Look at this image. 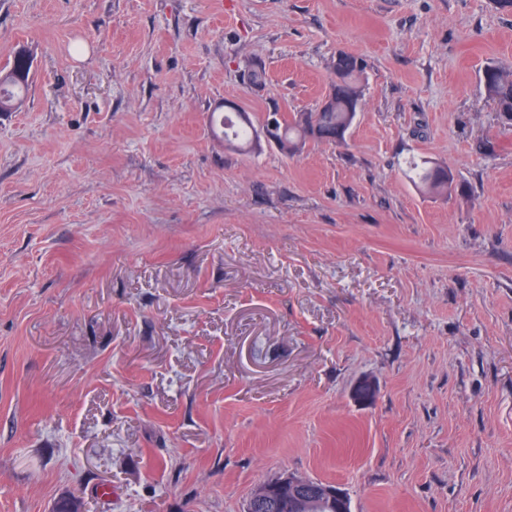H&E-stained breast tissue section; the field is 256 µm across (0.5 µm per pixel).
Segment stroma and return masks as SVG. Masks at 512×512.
I'll return each mask as SVG.
<instances>
[{
    "mask_svg": "<svg viewBox=\"0 0 512 512\" xmlns=\"http://www.w3.org/2000/svg\"><path fill=\"white\" fill-rule=\"evenodd\" d=\"M0 512H512V68L493 0H0ZM343 142L227 149L339 53ZM454 191L420 192L412 161ZM373 402L354 399L363 380ZM27 59L23 54L14 56L10 69L0 74V112H12L23 104L32 66ZM483 82L504 125L512 126V70L487 65L483 71ZM228 114L230 113H224V116H221L219 120L224 143L230 148L241 149L252 140L254 130L245 119L240 118L241 112L234 113L238 118L236 120ZM288 495V508L296 512H316L325 506L331 512H350V503L345 493L337 486L312 482L292 473L264 481L251 493L246 512L265 508L275 497Z\"/></svg>",
    "mask_w": 512,
    "mask_h": 512,
    "instance_id": "stroma-1",
    "label": "stroma"
}]
</instances>
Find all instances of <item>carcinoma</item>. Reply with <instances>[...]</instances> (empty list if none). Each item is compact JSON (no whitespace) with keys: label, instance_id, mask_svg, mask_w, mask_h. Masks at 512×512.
<instances>
[{"label":"carcinoma","instance_id":"cac0c4a2","mask_svg":"<svg viewBox=\"0 0 512 512\" xmlns=\"http://www.w3.org/2000/svg\"><path fill=\"white\" fill-rule=\"evenodd\" d=\"M32 63L27 56H14L12 66L0 74V112H12L23 104L28 87ZM335 79L331 84L328 104L317 112H304L290 122H281L266 130V138L279 148H288L292 155L308 139L341 142L356 116L362 95L360 75L362 64L358 58L341 54L333 65ZM483 82L489 99L503 123L512 126V70L488 65L483 71ZM241 113L210 117L211 126H220L224 143L241 149L252 140L254 130L250 124L239 120ZM411 181L429 194H443L452 188L453 178L448 170L429 160L411 167Z\"/></svg>","mask_w":512,"mask_h":512}]
</instances>
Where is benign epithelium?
<instances>
[{"label": "benign epithelium", "instance_id": "benign-epithelium-1", "mask_svg": "<svg viewBox=\"0 0 512 512\" xmlns=\"http://www.w3.org/2000/svg\"><path fill=\"white\" fill-rule=\"evenodd\" d=\"M281 495L288 496V507L294 512H314L320 506L330 512H350L348 497L339 487L312 482L292 473L258 484L248 499L246 512H257Z\"/></svg>", "mask_w": 512, "mask_h": 512}]
</instances>
